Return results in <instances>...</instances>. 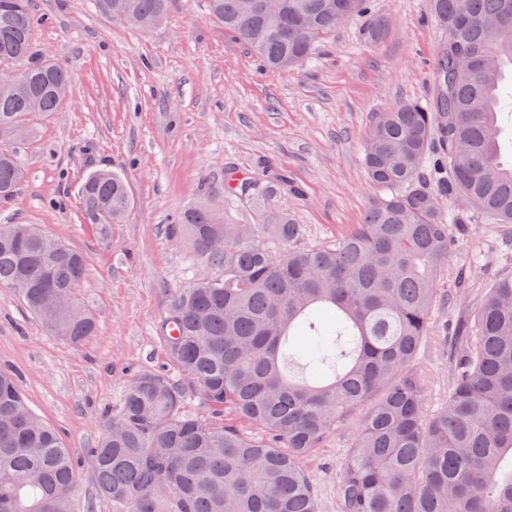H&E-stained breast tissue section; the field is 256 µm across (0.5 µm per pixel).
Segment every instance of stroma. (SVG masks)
I'll use <instances>...</instances> for the list:
<instances>
[{
	"mask_svg": "<svg viewBox=\"0 0 512 512\" xmlns=\"http://www.w3.org/2000/svg\"><path fill=\"white\" fill-rule=\"evenodd\" d=\"M38 53L66 67V104L35 119L18 139L24 181L0 203V224H32L83 253L79 287L97 331L78 345L51 335L13 289L0 287V368L12 371L29 407L55 427L80 464L79 512H112L98 489L87 449L102 416L118 412L125 386L146 371L175 374L159 325L178 289L215 274L187 235L180 211L212 202L241 224L284 209L307 228L306 244L332 240L361 223L376 194L363 165L373 113L426 99L444 30L429 0H371L370 15L338 26L301 68L265 74L247 45L225 33L206 0H175L167 18L142 31L100 15L92 0H31ZM384 20L377 42L364 32ZM120 172L134 201L125 223H85L81 187L101 167ZM269 168L287 179L265 208L224 196V172ZM448 175L427 186L453 218L442 290L460 298L439 306L436 336L476 310L486 285L512 271V224L461 212ZM427 412L448 401V351L429 344ZM341 430L304 461L319 512H336V488L351 451Z\"/></svg>",
	"mask_w": 512,
	"mask_h": 512,
	"instance_id": "1",
	"label": "stroma"
}]
</instances>
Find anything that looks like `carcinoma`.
<instances>
[{"instance_id": "cac0c4a2", "label": "carcinoma", "mask_w": 512, "mask_h": 512, "mask_svg": "<svg viewBox=\"0 0 512 512\" xmlns=\"http://www.w3.org/2000/svg\"><path fill=\"white\" fill-rule=\"evenodd\" d=\"M172 0H94L104 16L150 28ZM210 16L254 51L266 71L308 63L338 24L369 0H208ZM446 32L433 91L374 113L364 138L370 181L382 191L362 223L311 248L305 228L271 210L264 224H231L204 202L179 223L218 273L176 292L160 324L179 377L143 373L88 451L112 512H317L302 461L356 424L338 485L339 512H512V273L487 286L449 346L448 403L425 411L421 351L446 298L439 272L450 224L422 170H448L462 211L512 224V0H430ZM29 0H0V202L24 178L15 136L34 115L64 103L70 75L33 44ZM442 153L429 157L435 135ZM224 194L255 204V180L224 176ZM84 219L126 221L125 177L91 172ZM274 235L285 249L262 243ZM86 258L30 224L0 225V286L14 289L50 331L73 344L96 323L77 288ZM199 395L202 419L186 410ZM249 426L256 433L249 434ZM78 465L58 431L33 413L11 373L0 370V507L77 512Z\"/></svg>"}]
</instances>
